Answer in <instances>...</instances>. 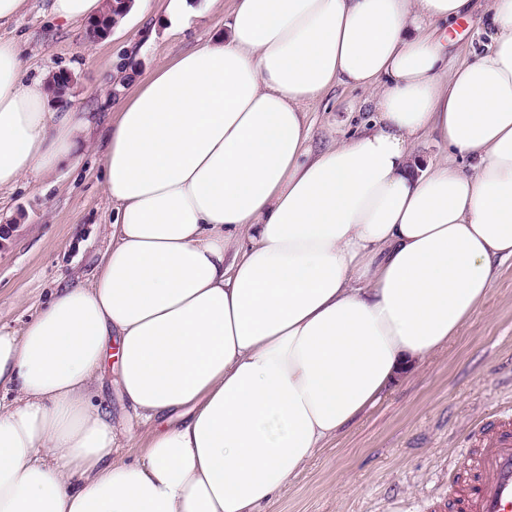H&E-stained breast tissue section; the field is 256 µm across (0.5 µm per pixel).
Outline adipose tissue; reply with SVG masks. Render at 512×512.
Segmentation results:
<instances>
[{
	"label": "adipose tissue",
	"mask_w": 512,
	"mask_h": 512,
	"mask_svg": "<svg viewBox=\"0 0 512 512\" xmlns=\"http://www.w3.org/2000/svg\"><path fill=\"white\" fill-rule=\"evenodd\" d=\"M480 2L490 39L449 67L425 26ZM226 28L118 105L92 281L0 327V512H257L512 258V0H232ZM337 83L371 115L312 149ZM52 87L0 40V190L73 161L90 121ZM428 134L468 168L420 169ZM116 347L113 345L111 350L112 357L108 359V368L104 371L99 382V391L112 409L113 419H119L123 415V405L120 398L119 389L115 383L116 376Z\"/></svg>",
	"instance_id": "adipose-tissue-1"
}]
</instances>
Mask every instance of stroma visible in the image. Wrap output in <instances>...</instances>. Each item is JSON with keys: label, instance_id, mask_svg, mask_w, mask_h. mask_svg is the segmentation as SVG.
<instances>
[{"label": "stroma", "instance_id": "1", "mask_svg": "<svg viewBox=\"0 0 512 512\" xmlns=\"http://www.w3.org/2000/svg\"><path fill=\"white\" fill-rule=\"evenodd\" d=\"M199 18L170 34L158 16L132 14L85 52L87 26L54 21L49 0L0 28L18 44L32 72L74 76L69 106L88 112L89 147L52 177H28L0 192V325L21 327L53 288L90 280L109 244L112 205L103 189L104 134L126 87L113 84L118 60L139 78L181 52L223 34V8L189 0ZM450 65L487 42L481 11L447 31ZM370 90L334 85L309 105L313 145L342 138L343 119L369 113ZM512 409V259L505 261L485 303L447 347L412 375L391 384L375 406L329 441L262 512H429L448 497V468L467 434Z\"/></svg>", "mask_w": 512, "mask_h": 512}]
</instances>
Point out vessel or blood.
<instances>
[{"mask_svg":"<svg viewBox=\"0 0 512 512\" xmlns=\"http://www.w3.org/2000/svg\"><path fill=\"white\" fill-rule=\"evenodd\" d=\"M461 453L475 464L455 474L448 512H512V417L477 428Z\"/></svg>","mask_w":512,"mask_h":512,"instance_id":"obj_1","label":"vessel or blood"}]
</instances>
